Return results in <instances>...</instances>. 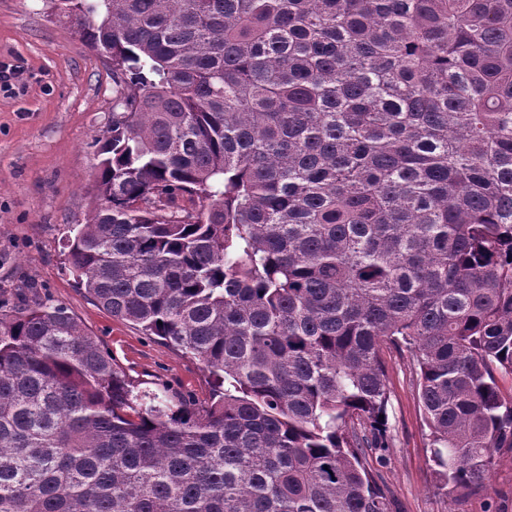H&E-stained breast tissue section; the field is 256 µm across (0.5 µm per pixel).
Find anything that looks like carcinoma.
<instances>
[{"instance_id": "cac0c4a2", "label": "carcinoma", "mask_w": 512, "mask_h": 512, "mask_svg": "<svg viewBox=\"0 0 512 512\" xmlns=\"http://www.w3.org/2000/svg\"><path fill=\"white\" fill-rule=\"evenodd\" d=\"M112 61L92 301L197 359L138 390L0 312V512H392L382 346L453 493L512 451V0H53Z\"/></svg>"}]
</instances>
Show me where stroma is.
Segmentation results:
<instances>
[{
    "label": "stroma",
    "instance_id": "35a3bbf8",
    "mask_svg": "<svg viewBox=\"0 0 512 512\" xmlns=\"http://www.w3.org/2000/svg\"><path fill=\"white\" fill-rule=\"evenodd\" d=\"M23 60L22 86L0 91V307L32 282L67 307L135 385L206 399L202 364L113 318L64 268L65 238L98 203L100 143L112 126V68L47 0H0V61ZM389 401L385 451L368 458L394 512H512V452L501 450L480 492L446 493L431 460L430 430L407 349L382 352Z\"/></svg>",
    "mask_w": 512,
    "mask_h": 512
}]
</instances>
